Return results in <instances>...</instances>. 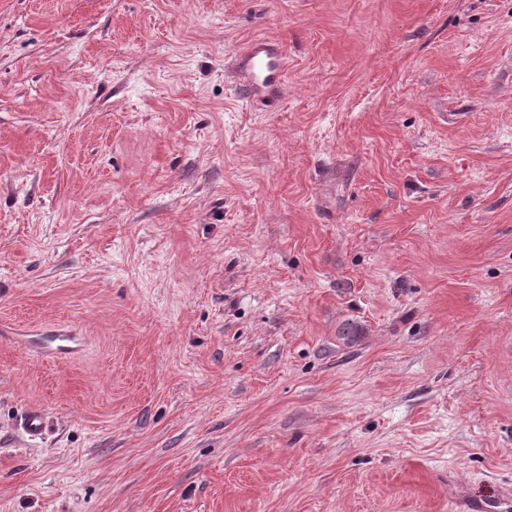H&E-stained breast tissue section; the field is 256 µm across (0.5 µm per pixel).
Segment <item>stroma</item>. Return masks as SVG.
<instances>
[{"label":"stroma","instance_id":"1","mask_svg":"<svg viewBox=\"0 0 512 512\" xmlns=\"http://www.w3.org/2000/svg\"><path fill=\"white\" fill-rule=\"evenodd\" d=\"M508 490L512 0H0V512ZM234 69L245 92L260 96L267 105L278 101L286 76L284 52L273 39H258L236 55ZM54 345L43 346L45 351L57 354L67 355L74 351L80 345V338L71 330H58L52 335Z\"/></svg>","mask_w":512,"mask_h":512}]
</instances>
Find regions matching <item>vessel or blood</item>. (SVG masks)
Here are the masks:
<instances>
[{
  "label": "vessel or blood",
  "instance_id": "1",
  "mask_svg": "<svg viewBox=\"0 0 512 512\" xmlns=\"http://www.w3.org/2000/svg\"><path fill=\"white\" fill-rule=\"evenodd\" d=\"M234 69L248 95L261 97L267 105L278 101L286 76L284 52L272 39H258L236 55Z\"/></svg>",
  "mask_w": 512,
  "mask_h": 512
}]
</instances>
